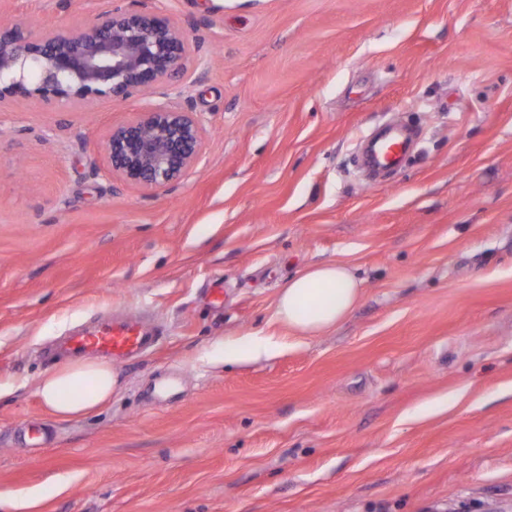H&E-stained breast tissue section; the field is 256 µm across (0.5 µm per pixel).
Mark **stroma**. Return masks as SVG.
Segmentation results:
<instances>
[{
    "label": "stroma",
    "mask_w": 512,
    "mask_h": 512,
    "mask_svg": "<svg viewBox=\"0 0 512 512\" xmlns=\"http://www.w3.org/2000/svg\"><path fill=\"white\" fill-rule=\"evenodd\" d=\"M111 9L197 49L164 96L0 108V499L512 512V0H0V21ZM159 102L206 136L147 191L109 174L106 143ZM395 115L417 145L365 182L359 146ZM333 261L357 305L293 335L279 288ZM113 310L159 344L104 407L52 418L46 349ZM256 340L273 353L220 364Z\"/></svg>",
    "instance_id": "1"
}]
</instances>
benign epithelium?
<instances>
[{
    "label": "benign epithelium",
    "mask_w": 512,
    "mask_h": 512,
    "mask_svg": "<svg viewBox=\"0 0 512 512\" xmlns=\"http://www.w3.org/2000/svg\"><path fill=\"white\" fill-rule=\"evenodd\" d=\"M187 33L149 11L112 9L75 32L0 25V106L16 99L88 105L154 93L186 74ZM204 128L193 113L154 105L113 130L112 174L145 189L179 178L198 158Z\"/></svg>",
    "instance_id": "benign-epithelium-1"
}]
</instances>
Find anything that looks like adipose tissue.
<instances>
[{
  "mask_svg": "<svg viewBox=\"0 0 512 512\" xmlns=\"http://www.w3.org/2000/svg\"><path fill=\"white\" fill-rule=\"evenodd\" d=\"M360 292V280L345 263L316 264L297 273L280 288L275 314L294 334H320L347 317ZM118 387L119 377L111 366L85 360L45 372L38 393L49 415L68 420L101 408Z\"/></svg>",
  "mask_w": 512,
  "mask_h": 512,
  "instance_id": "adipose-tissue-1",
  "label": "adipose tissue"
}]
</instances>
